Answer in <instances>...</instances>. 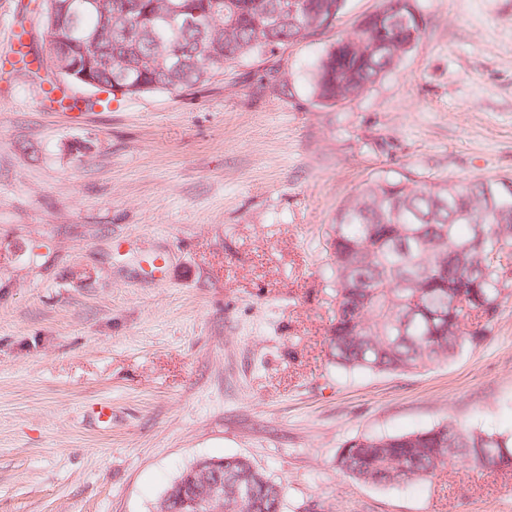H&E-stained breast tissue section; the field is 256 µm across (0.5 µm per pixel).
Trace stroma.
<instances>
[{"instance_id": "stroma-1", "label": "stroma", "mask_w": 512, "mask_h": 512, "mask_svg": "<svg viewBox=\"0 0 512 512\" xmlns=\"http://www.w3.org/2000/svg\"><path fill=\"white\" fill-rule=\"evenodd\" d=\"M380 5L346 0L273 81L241 64L108 108L73 87L70 110L0 72V512H156L230 455L282 484L285 512H512V478L487 470L376 487L336 467L356 436L512 434V299L482 344L422 370L326 357L322 243L364 182L512 177V0H416L425 30L397 66L317 101L320 58ZM20 27L50 76L40 11L0 0V49Z\"/></svg>"}]
</instances>
